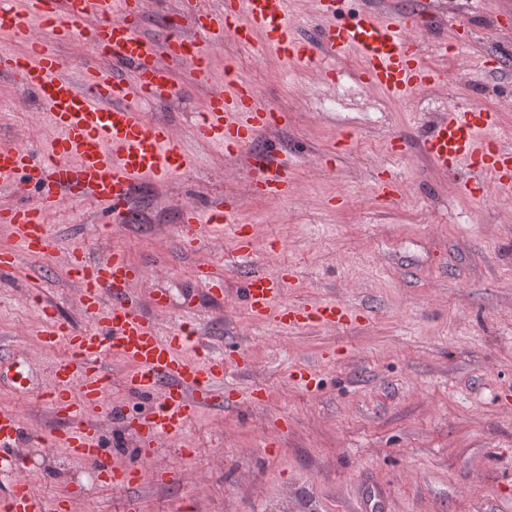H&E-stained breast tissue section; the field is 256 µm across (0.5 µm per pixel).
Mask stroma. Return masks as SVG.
<instances>
[{"label": "stroma", "mask_w": 512, "mask_h": 512, "mask_svg": "<svg viewBox=\"0 0 512 512\" xmlns=\"http://www.w3.org/2000/svg\"><path fill=\"white\" fill-rule=\"evenodd\" d=\"M187 0H145L140 29L159 36L169 21L195 35ZM60 74L80 82L87 63L106 64L80 38L48 40ZM425 64L446 70L448 84L396 99L364 85L360 56L334 83L275 49L256 54L227 39L211 49L213 83L226 67L253 84L257 104L283 115L251 145L277 147L294 167L287 198L250 193L240 162L193 132L212 85L189 82L187 65L168 68L174 94L131 99L147 119L173 127L190 158L187 173L139 181L120 222L94 203L62 198L45 216L60 250L98 256L121 250L144 272L139 309L159 335L195 328L224 353L228 408H204L188 422L184 442L155 449L137 479L138 512H366L367 491L379 512H512V198L487 184L483 198L458 192V179L422 150L431 120L451 109L483 106L499 114V140L512 148V0H433L420 19ZM48 110L12 74L0 73V145L40 155L57 136ZM402 153L392 149L393 141ZM394 178L393 197L381 183ZM232 197L249 240L179 248L183 211H207ZM224 280L213 295L196 268ZM293 269L286 304L340 301L358 317L342 328L291 330L252 318L242 300L252 271ZM76 283L60 261L23 259L0 275V362L21 364L27 395L0 371V407L21 422L16 457L40 494L81 492L83 512H119L122 492L97 480V466L71 455L67 422L43 401L65 346L39 343L44 307L75 328ZM168 299L153 307L155 295ZM111 384L95 417L108 461L125 462L120 406L136 414L147 401L123 377L132 366L107 360ZM315 371L310 386L295 376ZM175 473L161 482L157 469Z\"/></svg>", "instance_id": "1"}]
</instances>
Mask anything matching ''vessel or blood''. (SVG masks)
I'll return each instance as SVG.
<instances>
[{"mask_svg": "<svg viewBox=\"0 0 512 512\" xmlns=\"http://www.w3.org/2000/svg\"><path fill=\"white\" fill-rule=\"evenodd\" d=\"M344 2L326 0L324 12L332 23L316 44L295 35L288 20V0H227L224 11L200 9L196 16L210 37L229 36L259 52L275 48L288 61L316 66L330 82L339 64L355 52L363 62L362 83L393 97L446 85L444 70L422 62L416 15L382 17L365 12L345 21L341 18ZM132 12L131 0H0L1 38H26L37 21L58 41L85 37L111 61L107 67L88 64L77 84L58 76L59 60L42 43H31L21 58L0 52V71L19 76L48 107L60 131L59 137L45 143L38 159L26 149L0 146V184L13 183L22 175L40 188L36 205L0 208V223L10 226L20 244L19 251L0 252L1 273L14 271L24 256H54L58 242L44 214L61 197L87 198L116 215L137 181H165L187 171L189 160L173 130L136 112L128 97L163 99L173 94L169 70L162 63L166 57L188 63L191 82L210 84L207 49L183 36L160 42L144 35L130 22ZM119 63L132 67V80L116 71ZM257 99L255 87L226 71L224 87L212 88L194 133L202 141L244 154L250 190L275 200L287 195L291 175L276 150H267L261 160L246 152L272 124L271 113L259 108ZM498 124L495 110L454 109L434 123L422 147L442 170L467 166L469 175L459 183L462 192L482 194L490 179L511 195L512 150L498 144ZM237 208L235 201L227 200L204 213L185 210L182 247H193L204 238L222 240L230 230L236 250L245 251L235 220ZM64 264L78 286L76 304L88 325L74 329L55 310H47L49 325L41 344L49 349L65 345L70 357L55 365V387L45 400L71 424L64 442L72 455L98 460V477L104 485L129 488L136 481V465L117 469L103 461L93 420L111 383L107 359L117 355L130 362L134 370L124 376V385L150 402L149 412L126 424L141 458L146 459L152 447L183 439L197 409L223 406L224 357L214 354L210 343L192 328L165 337L157 334L153 321L141 314L135 295L142 274L122 253L113 250L93 258L74 247L66 252ZM287 282L283 271L272 275L257 270L247 277L242 295L254 318L272 317L291 328L316 324L336 329L351 321L352 310L341 302L276 306ZM189 344L202 353L201 361L182 357V349ZM17 433L16 413L0 409L2 466L14 463ZM80 502L77 495L60 502L38 494L21 480L0 492V512H77Z\"/></svg>", "mask_w": 512, "mask_h": 512, "instance_id": "obj_1", "label": "vessel or blood"}]
</instances>
